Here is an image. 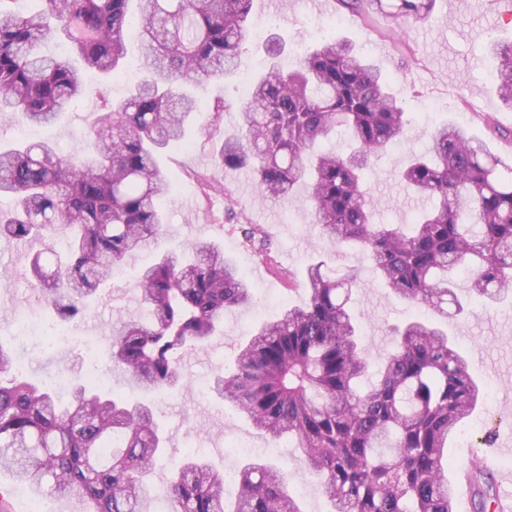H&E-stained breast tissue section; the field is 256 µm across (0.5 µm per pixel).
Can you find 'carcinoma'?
<instances>
[{
	"mask_svg": "<svg viewBox=\"0 0 512 512\" xmlns=\"http://www.w3.org/2000/svg\"><path fill=\"white\" fill-rule=\"evenodd\" d=\"M28 14L0 8V112L48 125L85 90L84 72L118 76L123 39L140 20L150 78L101 113L95 149L62 156L47 142L0 147V240L47 232L66 242L47 250L30 273L64 323L84 317L99 286L166 232L159 201L172 189L160 165L182 146L195 101L181 84L232 72L249 40L252 0H39ZM405 20H423L435 0H370ZM63 39L70 55L36 47ZM500 100L512 108V42L487 45ZM271 62L237 105L236 133L216 146L214 163L251 169L257 191L298 202L336 250L359 248L395 298L448 317L460 293L486 304L512 296V160L489 151L455 122L434 127L428 148L401 173L408 193L429 205L411 224H378L366 179L409 125L408 112L380 67L343 42L308 47L299 67ZM344 133V154L322 149ZM306 194L299 198V189ZM243 237L270 258L271 241L255 224ZM468 275L460 287L457 274ZM140 311L112 327V364L130 388L164 391L186 379V353L205 349L224 313L254 302L252 285L224 248L199 239L189 253L162 254L139 279ZM307 299L259 324L233 368L213 389L272 439L299 448L331 512H454L448 448L484 403L486 389L448 331L415 317L393 328V348L371 365L352 310L356 276L323 261L308 266ZM165 438L144 403L129 405L91 379L54 386L16 367L0 341V468L23 486L75 496L86 512H150L147 478L165 461L169 512H303L288 471L253 459L234 473L235 506L226 507L223 472L198 451L165 458ZM461 482L474 512L497 503L494 480L471 459Z\"/></svg>",
	"mask_w": 512,
	"mask_h": 512,
	"instance_id": "1",
	"label": "carcinoma"
}]
</instances>
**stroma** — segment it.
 <instances>
[{"label": "stroma", "instance_id": "obj_1", "mask_svg": "<svg viewBox=\"0 0 512 512\" xmlns=\"http://www.w3.org/2000/svg\"><path fill=\"white\" fill-rule=\"evenodd\" d=\"M504 0H483V10L469 11L466 0H435L430 17L422 22L403 20L387 12L364 16L333 7L331 0L312 6L309 0H284L280 10L253 0L251 24H262V38L250 39L236 71L220 80L204 81L192 89L199 107L186 129L181 148L162 158L172 181L170 194L160 206L167 216L169 232L157 247L138 252L124 264L123 275L106 281L87 317L66 328L53 352L42 347V330L55 320L43 302H32L34 291L27 270L31 257L43 251L47 240L28 238L0 241V338L15 350L27 371L41 376L57 373L59 362L69 371L62 384L95 374L106 390L152 409L155 421L168 437L166 452L179 457L199 451L218 469L234 472L240 461L261 456L286 464L289 486L301 499L304 512H329L331 505L318 478L305 463L299 449L273 440L245 420L231 405L215 398L209 385L220 370L232 367L238 346L260 322L276 318L288 305L303 303V287L289 288L277 274L286 269L302 277L316 259L329 267L356 269L361 281L355 296V314L372 364L383 361L390 348V327L418 315V308L401 302L380 288L365 256L357 248L335 252L309 224L307 213L296 204L262 197L249 169L215 166L213 149L237 126L235 111L214 118L215 103H237L243 80L254 79L268 64L267 48L277 39L284 46L280 63L288 69L299 60L296 44L311 45L323 39L347 41L354 53L374 60L391 79L394 94L409 114L403 139L367 172L382 224H409L424 200L409 195L399 176L411 155L423 151L432 127L455 120L484 140L490 150L512 157V109L505 107L491 74V60L484 46L492 38L512 39V19L501 14ZM124 76L106 80L89 75L86 90L54 124L32 127L18 115L0 112V144L48 140L59 153L69 155L90 147L88 131L104 100L117 101L128 87L144 79L139 40L126 38ZM492 115L500 135L484 125ZM208 174L223 184L220 196H205L194 176ZM263 226L274 243V265L262 263L240 227ZM223 245L256 291L254 305L225 314L224 330L213 337L208 349L188 354L183 363L186 385L175 391L145 393L130 390L123 372L108 357V335L113 325L139 309L136 290L139 273L151 265L158 249H189L198 237ZM448 333L471 358V371L487 389L483 407L464 426L448 450L449 477H459L485 431H493L499 450L497 468L512 474V301L487 307L471 301L464 316L445 319ZM0 501L12 512H68L67 499L44 491L18 490L10 472H0Z\"/></svg>", "mask_w": 512, "mask_h": 512}]
</instances>
